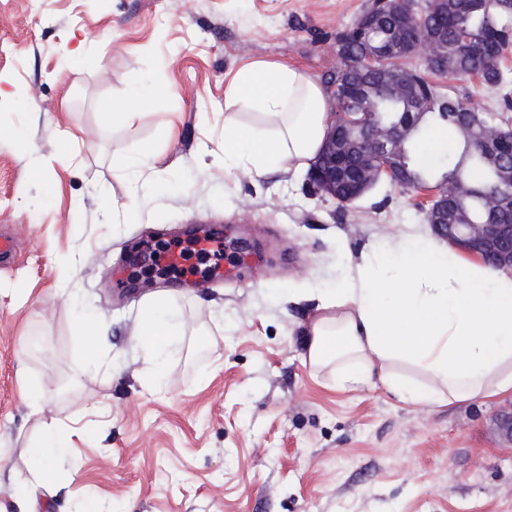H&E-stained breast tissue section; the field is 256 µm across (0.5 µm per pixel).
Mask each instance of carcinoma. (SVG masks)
Returning a JSON list of instances; mask_svg holds the SVG:
<instances>
[{
    "mask_svg": "<svg viewBox=\"0 0 512 512\" xmlns=\"http://www.w3.org/2000/svg\"><path fill=\"white\" fill-rule=\"evenodd\" d=\"M437 39L447 65L418 73V89L407 97H388L384 70L372 71L363 81L360 98L343 99L346 79L362 65L369 51L395 45L394 57L413 54L418 46ZM338 63L336 86L338 111L350 114L344 124L348 132H358L360 112H376L384 125L407 123L409 128L400 157L411 175L413 191L418 185L435 183L454 205L455 224H478L491 213L502 222L512 220V189L502 186L495 195L488 186L498 181V154L494 144L512 111L508 92L509 73L500 65V53L512 45V3L504 0H448L438 13L428 12L425 20L415 18V4L403 12L399 4L371 5L336 37ZM476 78L482 85L504 91L503 106L495 111L479 110L451 96L430 75ZM413 116L408 117L406 113ZM437 127L455 133L452 150L445 162L423 167L417 156Z\"/></svg>",
    "mask_w": 512,
    "mask_h": 512,
    "instance_id": "1",
    "label": "carcinoma"
}]
</instances>
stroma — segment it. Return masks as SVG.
<instances>
[{"label":"stroma","instance_id":"1","mask_svg":"<svg viewBox=\"0 0 512 512\" xmlns=\"http://www.w3.org/2000/svg\"><path fill=\"white\" fill-rule=\"evenodd\" d=\"M368 0H0V512H512V397L409 405L383 386L341 391L313 368L310 284L362 250L426 228L416 192L382 182L346 207L308 174L225 171L224 89L279 61L319 82ZM170 89L129 125L104 106ZM75 158L58 162L60 135ZM152 143L156 168H112ZM217 229L229 275L150 274L133 258ZM168 298L184 337L158 387L139 346ZM110 324L83 357L78 324ZM47 388L32 404L26 385ZM75 429L53 483H27L44 426Z\"/></svg>","mask_w":512,"mask_h":512}]
</instances>
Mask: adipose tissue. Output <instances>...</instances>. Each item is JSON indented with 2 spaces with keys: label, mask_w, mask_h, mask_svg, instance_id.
I'll list each match as a JSON object with an SVG mask.
<instances>
[{
  "label": "adipose tissue",
  "mask_w": 512,
  "mask_h": 512,
  "mask_svg": "<svg viewBox=\"0 0 512 512\" xmlns=\"http://www.w3.org/2000/svg\"><path fill=\"white\" fill-rule=\"evenodd\" d=\"M256 112L243 122V110ZM331 101L304 69L260 61L224 90V162L263 176L305 169L331 124ZM317 314L304 331L310 365L339 388L382 385L398 400L450 404L512 394V269L461 258L439 239L404 234L365 254L335 287L315 291ZM181 334L176 310L147 303L139 345L167 367ZM72 428L50 425L31 449L33 480L48 483L72 445Z\"/></svg>",
  "instance_id": "ef3b65f1"
}]
</instances>
